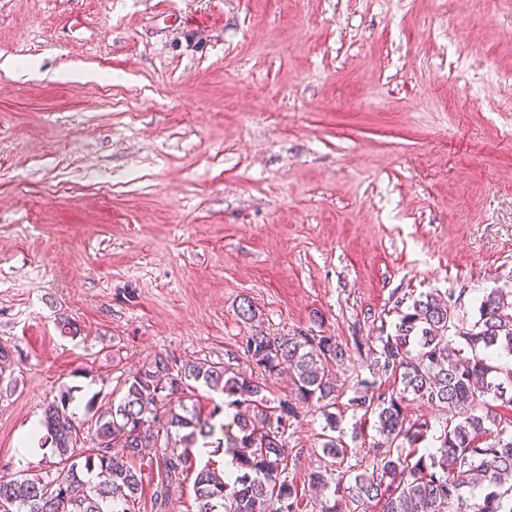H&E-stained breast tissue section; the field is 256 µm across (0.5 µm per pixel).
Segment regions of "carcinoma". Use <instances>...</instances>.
<instances>
[{
  "label": "carcinoma",
  "instance_id": "obj_1",
  "mask_svg": "<svg viewBox=\"0 0 512 512\" xmlns=\"http://www.w3.org/2000/svg\"><path fill=\"white\" fill-rule=\"evenodd\" d=\"M457 322L451 302L426 294L400 312L394 333L378 337L372 379L358 381L351 405L377 414L382 441L356 473L345 465L349 450L338 438H325L322 452L337 467L308 477L312 488L330 491L333 503L321 512H347L371 501L380 512H512V428L490 410V402L505 395L512 403V369L496 365L497 358L512 356V302L494 289L479 300L477 320L458 336L448 335ZM241 349L247 370L208 360L180 364L158 355L123 381L118 403L103 410L89 401L85 420L69 412L71 390L60 392L42 421L44 444L58 458L57 475L0 481V512H135L144 469L154 466L157 512H167L170 489L191 471L195 512H300L284 440L297 407L262 395L260 377L288 366L297 400L322 412L334 432V368L350 358L349 348L324 333L259 331ZM380 375L401 388L378 389ZM194 382L223 395L224 405L205 416L183 399L173 405ZM409 395L450 414L433 450L420 451L431 425L406 417ZM224 406L236 409L235 432L215 422ZM218 428L221 438L215 437ZM199 443L211 456L232 455L236 470L219 473L209 461L196 467ZM148 448L160 449L161 457L146 458ZM476 484L484 495L472 508L467 488Z\"/></svg>",
  "mask_w": 512,
  "mask_h": 512
}]
</instances>
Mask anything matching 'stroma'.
<instances>
[{
	"label": "stroma",
	"mask_w": 512,
	"mask_h": 512,
	"mask_svg": "<svg viewBox=\"0 0 512 512\" xmlns=\"http://www.w3.org/2000/svg\"><path fill=\"white\" fill-rule=\"evenodd\" d=\"M510 130L512 0H0V476L49 472L19 441L60 390L84 419L255 328L351 345L336 434L367 458L350 400L398 301L470 323L512 291ZM324 439L299 405L297 483Z\"/></svg>",
	"instance_id": "stroma-1"
}]
</instances>
